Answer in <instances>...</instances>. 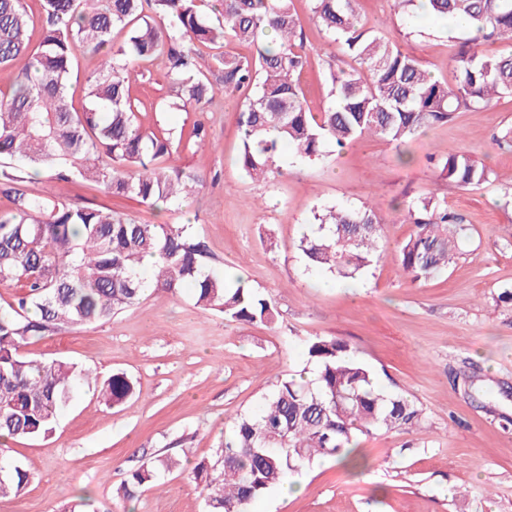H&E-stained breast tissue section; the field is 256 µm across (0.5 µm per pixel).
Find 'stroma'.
I'll return each instance as SVG.
<instances>
[{
  "mask_svg": "<svg viewBox=\"0 0 512 512\" xmlns=\"http://www.w3.org/2000/svg\"><path fill=\"white\" fill-rule=\"evenodd\" d=\"M293 2L311 60L299 83L317 112L328 101L329 71L353 61L320 30L310 0ZM359 13L364 29L402 40L434 79L454 84L451 48L463 30L422 14L407 21L393 0H361ZM137 71L138 121L170 135V164L202 176L192 198L157 209L46 177L30 190L47 186L143 224H193L209 252L207 271L241 275L280 316L271 327L238 323L197 307L190 290L150 291L108 321L24 345L25 357L64 359L98 380L126 374L136 392L115 406L95 383L78 384L51 436L1 443L0 464L21 465L30 483L0 498V512H63L82 493L94 512H114L113 491L127 472L158 455L178 465L144 489L133 512H205L193 465L214 456L225 429L255 411L278 378L305 367L304 341L316 335L348 343L381 390L423 409L424 429L361 436L355 452L364 469L323 459L294 475L300 494L274 489L253 512H512V305L498 300L512 291V150L492 143L512 126V96L457 113L400 150L368 137L299 162L281 149L278 173L256 182L238 164L239 94L196 112L168 111L161 104L170 88L156 63ZM197 120L208 133L202 144L188 139ZM460 148L490 169L488 182L462 190L439 178L430 156ZM430 193L464 216L466 232L447 272L415 282L392 257L412 231L396 206ZM333 205L372 208L388 252L348 288L308 268L299 248L318 229L314 212Z\"/></svg>",
  "mask_w": 512,
  "mask_h": 512,
  "instance_id": "1",
  "label": "stroma"
}]
</instances>
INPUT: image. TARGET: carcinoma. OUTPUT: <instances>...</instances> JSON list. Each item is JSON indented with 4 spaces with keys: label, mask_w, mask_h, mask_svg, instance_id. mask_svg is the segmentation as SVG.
<instances>
[{
    "label": "carcinoma",
    "mask_w": 512,
    "mask_h": 512,
    "mask_svg": "<svg viewBox=\"0 0 512 512\" xmlns=\"http://www.w3.org/2000/svg\"><path fill=\"white\" fill-rule=\"evenodd\" d=\"M359 0H311L321 30L336 37L353 59L331 71L330 100L310 111L297 76L309 64L293 0H219L212 14L205 0H43L45 22L32 45L24 0H0V66L21 67L8 94L0 95V284L21 289L0 311V436L46 438L72 387L89 373L62 359L23 356L29 340L63 326L89 325L137 304L152 288L170 296L188 288L196 304L242 322L273 325L279 312L240 276L203 272L207 249L192 224H139L111 210L77 206L24 183L32 172L53 179L95 183L109 194L151 206L189 198L200 177L162 166L172 140L147 132L136 120L130 95L136 65L161 63L174 91L166 108L191 112L223 91H251L237 113L238 162L251 178L277 169L281 145L300 160L321 155L333 142L343 149L377 136L401 147L416 133L476 112L493 97L512 93V53L488 57L481 43L512 44V0H425L424 12L464 24L475 37L451 55L450 88L427 73L397 40L360 24ZM126 33L112 40L114 30ZM270 29L272 44L251 57L227 50L255 45ZM217 50L222 71L211 82L199 66L200 47ZM101 55L85 80L86 104H69V76L76 52ZM440 175L460 188L489 180L485 165L461 152L437 159ZM413 225L394 254L412 281L429 280L458 252L463 218L445 200L424 196L404 204ZM316 234L300 241L308 266L341 280L354 279L381 260L379 219L373 210L336 207L317 216ZM153 277H142L145 257ZM311 380L285 376L258 412L239 416L210 459L192 468L208 512H249L268 491L320 457L348 458L360 436L378 429H419L424 412L403 395L376 387L371 371L349 346L328 336L306 340ZM135 391L122 373L106 379L102 394L118 405ZM178 462L157 456L130 471L113 498L131 502ZM29 475L0 465V497L19 496Z\"/></svg>",
    "instance_id": "cac0c4a2"
}]
</instances>
